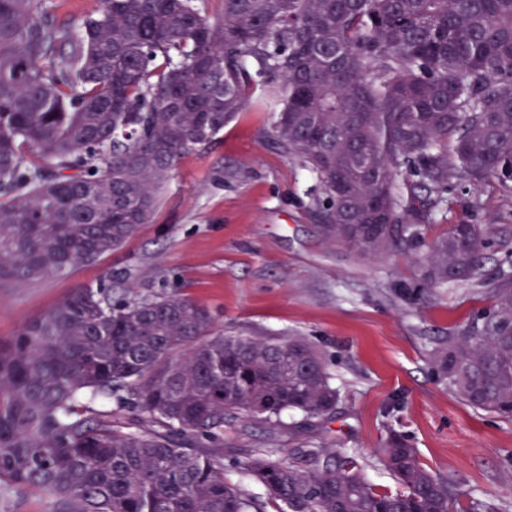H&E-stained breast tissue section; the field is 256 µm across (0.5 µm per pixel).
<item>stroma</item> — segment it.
Masks as SVG:
<instances>
[{
    "instance_id": "1",
    "label": "stroma",
    "mask_w": 512,
    "mask_h": 512,
    "mask_svg": "<svg viewBox=\"0 0 512 512\" xmlns=\"http://www.w3.org/2000/svg\"><path fill=\"white\" fill-rule=\"evenodd\" d=\"M273 107L252 98L210 147L179 157L151 223L124 246L70 274L0 288V339L15 336L77 289L111 281L129 299L183 295L237 336H300L315 344L340 390L325 421L284 416L224 431L225 459L308 441L355 450L364 475L395 489L379 453L388 418L412 437L422 464L467 498L512 512V420L467 406L436 382L430 350L491 304L485 288L451 285L422 306L392 290L420 285L399 253L362 258L325 240L312 199L318 183L265 131ZM448 224L512 225V195L465 180L448 187Z\"/></svg>"
}]
</instances>
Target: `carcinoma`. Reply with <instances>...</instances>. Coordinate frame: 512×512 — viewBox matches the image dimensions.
<instances>
[{
    "label": "carcinoma",
    "mask_w": 512,
    "mask_h": 512,
    "mask_svg": "<svg viewBox=\"0 0 512 512\" xmlns=\"http://www.w3.org/2000/svg\"><path fill=\"white\" fill-rule=\"evenodd\" d=\"M103 0L76 30L44 0H0V286L45 282L122 248L148 224L175 160L205 148L261 88L266 130L323 195L325 238L360 256L422 246L420 288H489L492 306L431 351L438 382L512 418V280L484 252L512 230L450 224L448 184L512 193V0ZM113 400L126 430L96 417ZM340 400L301 336H226L188 297L130 300L79 288L0 340V483L52 494L62 512H482L387 427L380 492L354 450L320 442L224 479V427ZM147 419L155 429L139 428Z\"/></svg>",
    "instance_id": "carcinoma-1"
}]
</instances>
